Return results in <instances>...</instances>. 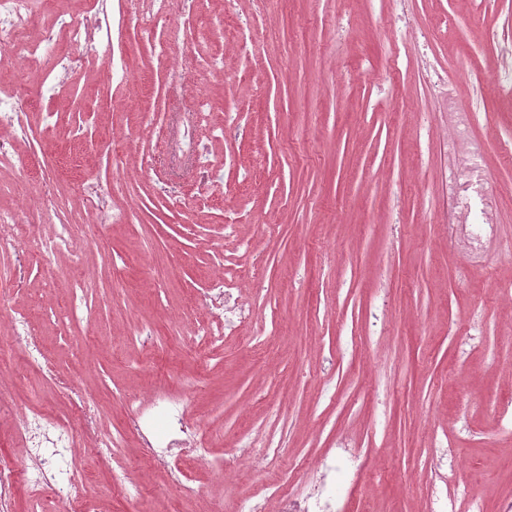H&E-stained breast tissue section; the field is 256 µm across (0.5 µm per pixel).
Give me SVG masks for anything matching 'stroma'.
<instances>
[{
    "label": "stroma",
    "instance_id": "stroma-1",
    "mask_svg": "<svg viewBox=\"0 0 512 512\" xmlns=\"http://www.w3.org/2000/svg\"><path fill=\"white\" fill-rule=\"evenodd\" d=\"M114 17L112 70L61 45L71 70L42 61L65 94L32 88L26 70L0 84L28 95L27 134L0 168V207L30 204L35 225L0 244V337L11 317L35 320L60 373L99 401L102 429L128 395L165 391L189 401L211 453L231 455L236 434L280 447L276 469L245 466L194 477L220 512L264 494L279 476L302 489L320 457L343 441L367 453L345 512H426L435 448L448 445V493L468 512L512 500V0H200L170 22L191 31L158 61L130 0ZM496 31L497 41L487 39ZM222 57L224 77L212 74ZM204 87L212 179L193 195V170L175 173L182 109L170 75ZM473 108L487 180L498 198L480 255L447 232L445 94ZM161 147L148 166L126 152L112 221L87 229L70 253L44 260L38 235L62 215L84 220L75 196L86 176L111 180L114 131ZM63 200L45 208L41 182ZM272 227L271 236L257 232ZM26 253L22 276L14 259ZM259 279L251 323L200 354L184 338L201 326L193 297L214 274ZM87 283L94 323L70 314L68 288ZM143 330L150 347L133 346ZM268 333L265 346L251 336ZM0 393L22 408L61 411L50 384L19 351L0 348ZM81 492L105 512H187L180 486L147 476L141 495L109 486L106 463L74 448Z\"/></svg>",
    "mask_w": 512,
    "mask_h": 512
}]
</instances>
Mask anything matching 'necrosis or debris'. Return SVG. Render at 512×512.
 I'll return each instance as SVG.
<instances>
[{
	"label": "necrosis or debris",
	"instance_id": "4bbe7bcc",
	"mask_svg": "<svg viewBox=\"0 0 512 512\" xmlns=\"http://www.w3.org/2000/svg\"><path fill=\"white\" fill-rule=\"evenodd\" d=\"M38 0H0V67H21L32 74L33 85H42L39 60L55 53L62 44L92 46L110 42L112 29L100 0H90L88 8L59 28H50L36 40L27 41L23 32L34 22ZM189 106L197 115L196 122L177 125L184 146V157L200 169V181H207L209 169L202 159L207 149L197 137V126L205 122L209 99L201 89H193ZM448 196L458 209L461 220H468L473 203H481L490 212L492 199L485 179L476 172L451 170ZM241 283L215 276L209 288L196 298L207 311L209 328L196 330L188 337V345L207 352L224 344L225 335L251 322L253 304L241 297ZM13 344L25 349L30 365L51 376L57 394L67 410L65 417L45 411H23L0 397V421L9 422L12 433L26 457V468L17 471L14 464L0 460V512H14L18 490L31 495L52 497L58 512H95L90 499L79 496L76 479L67 467V459L82 434L83 444L112 464V484L127 497L139 496L142 486L127 464L116 454L129 439H136L141 457L151 467L163 470L168 479L179 484L186 498L204 497L205 489L196 479L186 475L183 463L189 458L203 459L214 472L223 471L224 462L208 458L202 446L205 432L201 423L188 413L184 400L156 395L148 399L135 396L126 400V415L120 428L104 433L97 424L95 398L72 381L55 375L52 363L42 352L31 326L25 318L11 321ZM344 466L324 462L315 470L307 486L298 493L289 491L287 483L270 487L264 495L247 500L241 512H343L341 501L347 475H360L362 462L358 453L339 449Z\"/></svg>",
	"mask_w": 512,
	"mask_h": 512
}]
</instances>
